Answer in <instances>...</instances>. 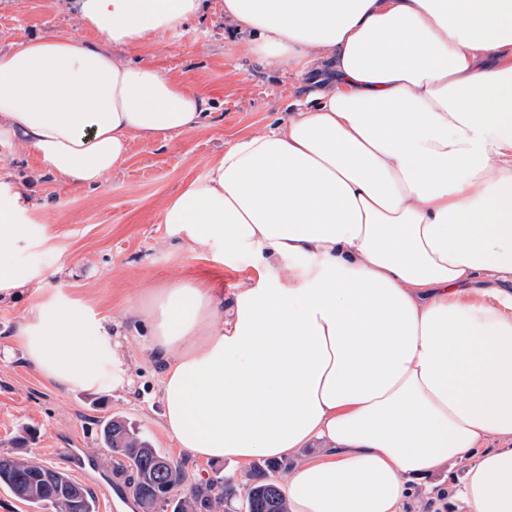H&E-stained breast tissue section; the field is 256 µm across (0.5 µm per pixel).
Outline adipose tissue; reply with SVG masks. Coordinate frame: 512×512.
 <instances>
[{
	"label": "adipose tissue",
	"mask_w": 512,
	"mask_h": 512,
	"mask_svg": "<svg viewBox=\"0 0 512 512\" xmlns=\"http://www.w3.org/2000/svg\"><path fill=\"white\" fill-rule=\"evenodd\" d=\"M202 0H75L91 42L0 49V136L59 183L94 186L133 137L190 132L207 106L120 60ZM275 64L330 62L285 126L237 139L162 221L187 252L251 266L231 298L176 280L147 308L163 428L187 456L248 464L319 445L288 512H400L409 484L467 459L464 512H512V0H224ZM28 193L0 181V300L65 389L130 379L109 325L2 261Z\"/></svg>",
	"instance_id": "1"
}]
</instances>
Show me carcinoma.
<instances>
[{"instance_id": "obj_1", "label": "carcinoma", "mask_w": 512, "mask_h": 512, "mask_svg": "<svg viewBox=\"0 0 512 512\" xmlns=\"http://www.w3.org/2000/svg\"><path fill=\"white\" fill-rule=\"evenodd\" d=\"M101 437L112 453L128 463V485L141 508H154L155 502L165 495V487L182 480L181 466L172 461L166 472L160 473L155 458L162 453L122 422L106 423ZM267 468L275 469L277 465L268 464L252 475V483L246 488L244 512H288L278 485L266 477ZM0 485L17 498L48 512H74L72 501L76 499L80 501L79 512H95L93 496L85 487L65 472L49 471L45 465L26 458L0 457ZM231 495V485L218 478L192 488L188 495L177 500L173 512H211L215 504Z\"/></svg>"}]
</instances>
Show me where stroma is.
I'll return each mask as SVG.
<instances>
[{
    "label": "stroma",
    "mask_w": 512,
    "mask_h": 512,
    "mask_svg": "<svg viewBox=\"0 0 512 512\" xmlns=\"http://www.w3.org/2000/svg\"><path fill=\"white\" fill-rule=\"evenodd\" d=\"M52 34L95 40L85 29L73 0H0V49ZM239 35L224 22V0H202L198 17L178 32L142 47L120 48L124 60L155 65L201 95L210 106L203 128L178 136L134 138L126 160L99 186L58 185L51 176L34 179L37 162L15 142L0 139V178L27 185L34 207L21 221L30 241L10 258L45 277L48 293L86 305L112 321L113 341L132 382L123 390H68L26 366L14 335L27 314V296L0 301V456L30 457L63 467L69 450L97 458L103 473L78 481L92 492L96 512H111L106 483H125L121 458L101 441L109 419L123 421L171 460L186 480L182 497L197 484L231 479L236 497L225 503L239 512L251 468L201 462L180 454L162 425V365L151 356L149 328L131 316L150 293L177 279L205 280L232 294L253 271L244 262L206 251L189 256L179 236L161 222L165 202L188 182L204 177L211 162L237 137L287 121L291 104L323 90L327 68H279L238 50ZM466 471L457 461L448 471L414 482L401 512H462L449 498Z\"/></svg>",
    "instance_id": "stroma-1"
}]
</instances>
